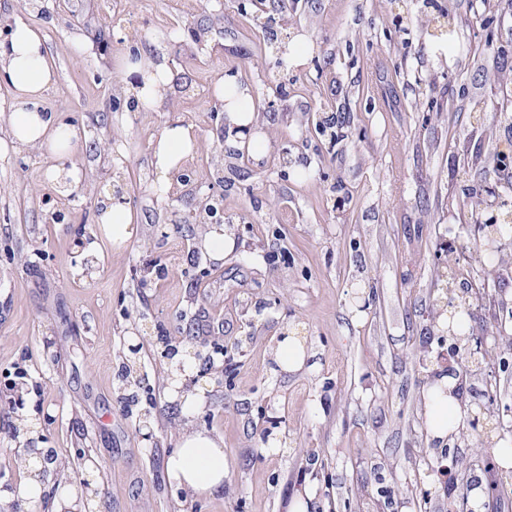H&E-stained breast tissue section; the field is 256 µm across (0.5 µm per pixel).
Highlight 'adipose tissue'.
Listing matches in <instances>:
<instances>
[{
  "instance_id": "obj_1",
  "label": "adipose tissue",
  "mask_w": 512,
  "mask_h": 512,
  "mask_svg": "<svg viewBox=\"0 0 512 512\" xmlns=\"http://www.w3.org/2000/svg\"><path fill=\"white\" fill-rule=\"evenodd\" d=\"M129 72L141 74L144 83L129 86L128 95L158 107L167 90L169 72L163 64L154 67L143 63L129 65ZM54 81L48 66L42 39L24 23H16L6 39L0 40V83L14 91L12 110L9 114L10 132L19 145L40 143L53 151L60 166L55 174L71 185H78L79 172L67 167L70 149L79 142V127L63 123L50 112H41L37 104ZM195 140L192 127L182 123L166 125L154 141L152 164L160 174L175 170ZM436 386L448 389L444 402L428 403L426 423L435 437L447 436L459 426L463 414L462 398L455 393L451 376L441 375ZM165 468L170 479L195 492L221 488L224 483V448L221 441L203 432L187 433L178 451L169 457Z\"/></svg>"
}]
</instances>
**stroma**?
<instances>
[{
	"mask_svg": "<svg viewBox=\"0 0 512 512\" xmlns=\"http://www.w3.org/2000/svg\"><path fill=\"white\" fill-rule=\"evenodd\" d=\"M239 2L224 0L221 33L199 44L187 30L207 23V0H35L21 17L55 75L46 104L83 131L71 159L84 179L64 198L50 155L13 144L14 92L0 84V428L40 424L0 445V486L20 489L14 460L33 444L74 466L46 483L43 512L58 491L85 512H289L303 491L306 512H466L429 462L494 463L512 440V375L472 435L432 438L423 402L448 365L431 320L446 251L474 256L466 205L496 202L512 173L493 162L512 154V107L493 84L512 74V0H295L287 34L313 55L286 74ZM90 10L116 23L108 54L84 27ZM131 41L189 77L184 112L112 111L107 88L129 77L103 60ZM228 72L268 106L254 126L261 162L226 151L210 95ZM173 119L198 138L183 168L225 153L208 177L236 241L223 261L188 232L193 196L155 191L150 150ZM118 189L137 228L122 246L96 222ZM64 202L70 223H53ZM289 334L304 362L279 371ZM169 344L217 366L192 386L199 412L181 405ZM194 430L222 438L229 460L208 495L165 473Z\"/></svg>",
	"mask_w": 512,
	"mask_h": 512,
	"instance_id": "stroma-1",
	"label": "stroma"
}]
</instances>
